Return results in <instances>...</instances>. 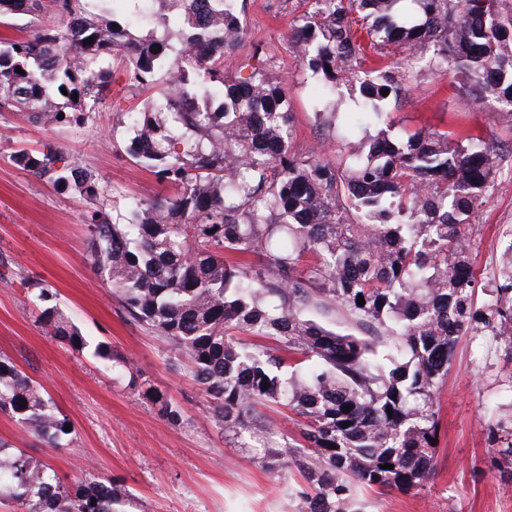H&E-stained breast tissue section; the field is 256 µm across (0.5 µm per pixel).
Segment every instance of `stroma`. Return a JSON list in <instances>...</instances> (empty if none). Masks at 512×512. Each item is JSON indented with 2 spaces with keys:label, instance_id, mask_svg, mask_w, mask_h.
<instances>
[{
  "label": "stroma",
  "instance_id": "obj_1",
  "mask_svg": "<svg viewBox=\"0 0 512 512\" xmlns=\"http://www.w3.org/2000/svg\"><path fill=\"white\" fill-rule=\"evenodd\" d=\"M295 7L296 0H247L249 41L263 47L268 76L290 85L295 152L321 147L335 154L344 147L341 134H329L316 117L321 85L301 67L288 40ZM143 99L116 69L106 103L82 124L48 128L12 115L0 117V352L51 394L73 429L65 452L45 449L4 415L0 437L72 476L80 461H90L96 475L132 495V512H292L286 481L269 474L251 449L219 431L201 387L163 339L130 319L92 264L85 226L91 212L169 191L126 150L132 133L125 113ZM342 109L357 138L387 123L399 136L421 131L476 137L505 156L471 218L468 241L478 277H490L512 243V127L500 122L495 99H474L459 79L425 71L384 122L367 118L350 100ZM46 142L67 163L97 175L102 186L97 199L59 190L10 158L14 150ZM38 282L56 291L58 308L84 336L109 344L111 359L89 349L75 351L40 326L28 296L30 284ZM116 360L133 363L142 379L179 410L180 420L161 418L126 379L116 377ZM511 373L482 338H462L437 395L434 475L412 494L372 495L371 512H512V482L481 472L486 430L497 417L502 382Z\"/></svg>",
  "mask_w": 512,
  "mask_h": 512
}]
</instances>
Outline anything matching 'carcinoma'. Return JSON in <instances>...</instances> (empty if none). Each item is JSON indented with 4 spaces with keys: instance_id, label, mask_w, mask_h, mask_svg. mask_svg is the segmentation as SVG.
I'll list each match as a JSON object with an SVG mask.
<instances>
[{
    "instance_id": "1",
    "label": "carcinoma",
    "mask_w": 512,
    "mask_h": 512,
    "mask_svg": "<svg viewBox=\"0 0 512 512\" xmlns=\"http://www.w3.org/2000/svg\"><path fill=\"white\" fill-rule=\"evenodd\" d=\"M246 2L0 0V18L67 21L0 46V116L82 123L105 103L108 58L150 93L126 112L128 151L173 192L128 202L117 221L94 211L93 264L128 315L184 363L225 435L247 448L263 429L262 409L299 417L305 444L261 457L269 472L301 476L288 487L295 512H366L365 494L417 491L433 476L436 394L460 338L485 337L512 364V243L484 284L465 247L500 156L471 138L398 140L387 128L349 141L345 168L333 155L292 151L288 83L266 76L258 47L250 80L235 76ZM399 2L298 0L290 41L328 99L339 104L345 88L380 117L417 71L451 72L474 98L494 97L512 123V4L410 0L414 10L403 14ZM163 69L169 78L160 80ZM11 159L84 199L100 194L97 175L65 163L50 143ZM33 287L40 325L86 348L52 289ZM112 370L144 388L161 417L179 420L133 365ZM0 414L52 451L69 448L70 420L3 353ZM487 437V471L512 481V411ZM4 499L18 512H128L130 504L112 480L85 472L72 481L0 439Z\"/></svg>"
}]
</instances>
